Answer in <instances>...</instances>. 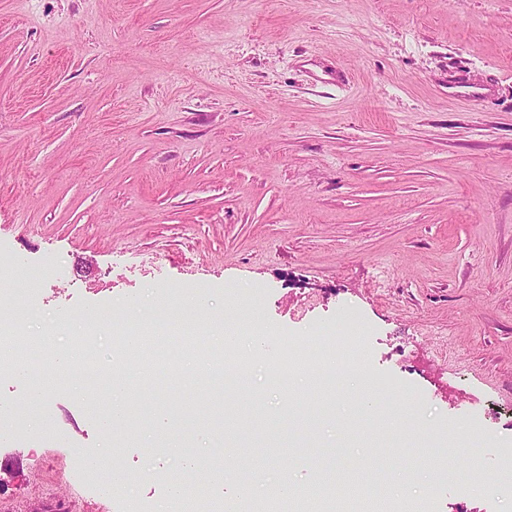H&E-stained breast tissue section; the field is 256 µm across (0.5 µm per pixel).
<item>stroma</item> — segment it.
I'll list each match as a JSON object with an SVG mask.
<instances>
[{
    "instance_id": "1",
    "label": "stroma",
    "mask_w": 512,
    "mask_h": 512,
    "mask_svg": "<svg viewBox=\"0 0 512 512\" xmlns=\"http://www.w3.org/2000/svg\"><path fill=\"white\" fill-rule=\"evenodd\" d=\"M1 254L37 290L19 335L73 317L60 350L89 311L136 326L173 301L267 340L238 393L204 366L147 388L67 372L33 415L26 380L1 383L22 443L0 448V512H112L83 462L166 512L182 449L89 409L138 399L263 418L220 460L197 435L187 479L220 472L227 498L286 478L350 512H512L456 490L512 480V0H0ZM344 309L367 386L273 382Z\"/></svg>"
}]
</instances>
